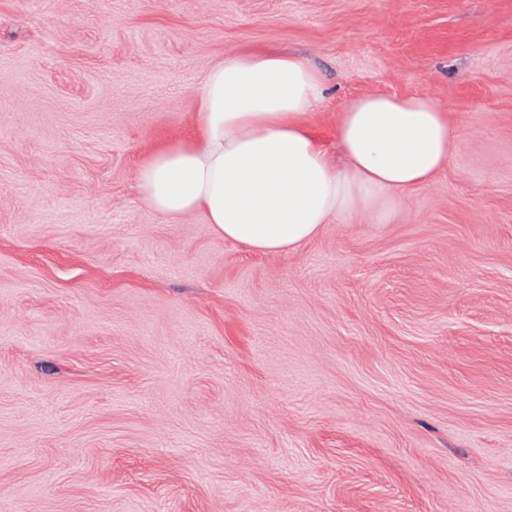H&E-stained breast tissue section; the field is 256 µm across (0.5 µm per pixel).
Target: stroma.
<instances>
[{
	"mask_svg": "<svg viewBox=\"0 0 512 512\" xmlns=\"http://www.w3.org/2000/svg\"><path fill=\"white\" fill-rule=\"evenodd\" d=\"M266 46L448 164L278 255L162 219L139 162ZM0 512H512V0H0Z\"/></svg>",
	"mask_w": 512,
	"mask_h": 512,
	"instance_id": "stroma-1",
	"label": "stroma"
}]
</instances>
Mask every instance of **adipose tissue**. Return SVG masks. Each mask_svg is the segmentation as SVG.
<instances>
[{
    "mask_svg": "<svg viewBox=\"0 0 512 512\" xmlns=\"http://www.w3.org/2000/svg\"><path fill=\"white\" fill-rule=\"evenodd\" d=\"M323 75L275 47L225 54L206 70L196 132L160 143L136 171L142 200L178 221L265 254L291 251L323 225L390 223L409 189L449 161L457 131L431 96L365 93L336 114L332 144L313 122Z\"/></svg>",
    "mask_w": 512,
    "mask_h": 512,
    "instance_id": "1",
    "label": "adipose tissue"
}]
</instances>
